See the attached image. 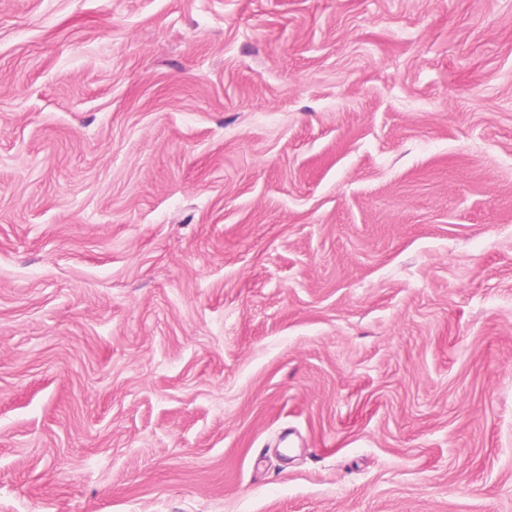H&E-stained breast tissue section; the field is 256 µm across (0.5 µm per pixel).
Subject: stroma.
Wrapping results in <instances>:
<instances>
[{"instance_id": "stroma-1", "label": "stroma", "mask_w": 512, "mask_h": 512, "mask_svg": "<svg viewBox=\"0 0 512 512\" xmlns=\"http://www.w3.org/2000/svg\"><path fill=\"white\" fill-rule=\"evenodd\" d=\"M0 512H512V0H0Z\"/></svg>"}]
</instances>
